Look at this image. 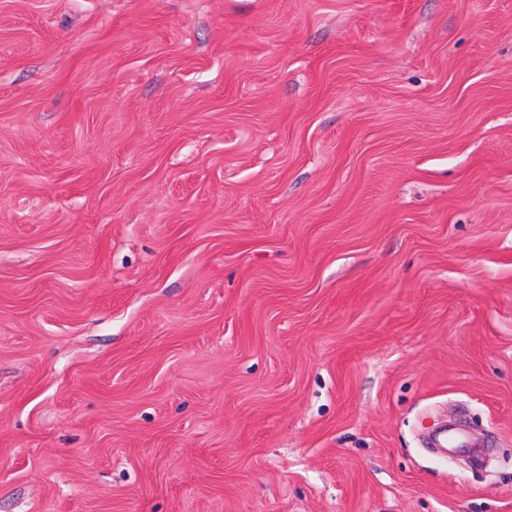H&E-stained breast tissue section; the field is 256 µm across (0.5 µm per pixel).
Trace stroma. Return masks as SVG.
Segmentation results:
<instances>
[{
	"mask_svg": "<svg viewBox=\"0 0 512 512\" xmlns=\"http://www.w3.org/2000/svg\"><path fill=\"white\" fill-rule=\"evenodd\" d=\"M0 512H512V0H0Z\"/></svg>",
	"mask_w": 512,
	"mask_h": 512,
	"instance_id": "obj_1",
	"label": "stroma"
}]
</instances>
